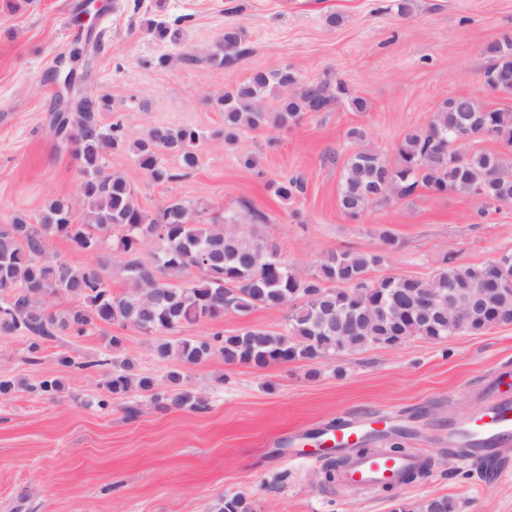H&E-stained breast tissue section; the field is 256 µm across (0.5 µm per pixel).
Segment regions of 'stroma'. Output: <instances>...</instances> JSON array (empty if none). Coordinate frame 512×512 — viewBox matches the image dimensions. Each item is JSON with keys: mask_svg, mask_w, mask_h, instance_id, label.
Instances as JSON below:
<instances>
[{"mask_svg": "<svg viewBox=\"0 0 512 512\" xmlns=\"http://www.w3.org/2000/svg\"><path fill=\"white\" fill-rule=\"evenodd\" d=\"M391 0H101L96 54L76 62L88 71L81 91L107 98L103 125L122 123L127 140L154 126L194 128L204 141L188 176L153 183L130 149L107 156L111 172L135 187L150 212L169 201L197 205L198 223L237 220L245 208L263 214L260 230L281 259L301 272L336 250L382 253L370 279L425 277L437 268L483 263L512 253V205L489 210L473 196H412L370 208L359 219L338 204L346 137L361 126L372 147L394 155L405 133L422 126L446 98L472 95L490 108L512 109V93L482 83L481 50L512 34V0H412L399 15ZM83 0H29L19 11L0 0V224L21 215L37 223L47 203L76 194L81 172L70 148L50 130L60 86L59 57L69 55ZM185 16L183 43L154 39L155 14ZM335 13L341 21L328 26ZM241 25L253 54L228 70L208 55L226 25ZM198 62L178 61L179 52ZM172 61L156 67L158 57ZM288 66L301 80L341 78L367 102L305 114L293 127L242 130L218 137L224 117L213 99L257 70ZM255 156L256 168L241 159ZM302 177L306 191L277 199L270 181ZM390 230L396 248L379 237ZM285 313L258 308L225 312L184 336L243 328L282 331ZM123 337L122 356L142 374L164 381L179 370L183 388L201 394L204 411L158 408L139 390L119 399L103 388L100 359L109 336ZM155 336L101 325L63 336L30 354L28 338L0 332V378L20 381L0 394V512H213L221 497L241 495L254 512H396L400 504L445 496L458 512H512V472L485 478L448 447V429L477 411L503 371L512 372V323L477 335L414 338L397 348L266 368L228 366L220 357L198 365L156 358ZM73 359V366L58 362ZM58 378L45 395L35 386ZM384 417L401 429L403 447L423 448L429 471L390 492L351 493L319 485L323 464L289 457L288 442L336 419Z\"/></svg>", "mask_w": 512, "mask_h": 512, "instance_id": "35a3bbf8", "label": "stroma"}]
</instances>
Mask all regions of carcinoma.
Segmentation results:
<instances>
[{"label":"carcinoma","mask_w":512,"mask_h":512,"mask_svg":"<svg viewBox=\"0 0 512 512\" xmlns=\"http://www.w3.org/2000/svg\"><path fill=\"white\" fill-rule=\"evenodd\" d=\"M147 31L158 41L177 45L181 21L150 20ZM253 52L245 31L224 27L208 59L218 67L234 68ZM484 84L499 91L498 75L512 72V35L487 43ZM279 93L278 108L270 112L262 103ZM346 99L358 112L366 110L363 98L352 95L339 79L303 82L288 67L255 72L245 83L213 100L224 113V140L233 141L243 129H286L303 114L325 112ZM107 99L84 96L75 112H54L50 127L55 137L71 146L82 180L73 197L51 200L40 223L16 216L12 232L0 231V330L22 331L32 340L30 349L61 336H84L99 325L116 322L132 325L158 337L155 354L166 360L198 364L213 354L226 365L245 364L265 368L273 363L319 360L339 353L356 354L386 343L391 336L440 340L453 333L479 334L495 325L512 323V288L501 298L503 312L476 319L468 325L448 327V306L441 321L427 319L414 302L416 288L473 289L489 278L512 275V264L500 268L495 260L480 265L440 268L428 277L385 276L369 282L372 299L381 309L358 318L340 304L341 289L352 287L360 276L383 262L373 251H335L323 257L314 269L300 273L283 263L276 245L255 226L264 216L247 209L251 222L198 224L196 208L171 201L150 213L139 205L135 189L121 176L107 170L106 156L123 148V126L104 127L100 112ZM480 118L488 139L512 146V111L489 109L473 97H450L442 101L426 124L409 130L395 158L368 145V133L353 127L346 137L355 145L343 162L338 202L348 217L356 220L371 206L406 198L420 188L434 193L471 195L486 211L496 204L512 203V159L499 153L453 147L459 135ZM203 134L192 128L156 126L132 143L139 167L156 183L180 177L165 167L163 152L172 153L181 169L190 172L199 160ZM269 188L283 200L306 190L301 177L273 182ZM122 229L115 250L124 255L120 271L131 290L112 292L111 264L103 244L114 228ZM64 237L79 251L99 256L95 263L76 268L50 255L54 237ZM150 244L155 248L144 252ZM68 297L78 305L63 312L53 302ZM257 308L286 311L283 331L271 333L247 328L233 335L221 331L204 337L169 339L188 324L215 321L227 311L247 315ZM109 366L104 388L117 398L136 387L164 408L204 407L201 395L180 388L181 376L173 370L159 384L136 373L135 364L104 360ZM214 512H252L242 496L224 497ZM399 512H458L447 497H430L400 505Z\"/></svg>","instance_id":"carcinoma-1"}]
</instances>
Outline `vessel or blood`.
<instances>
[{"label": "vessel or blood", "instance_id": "obj_1", "mask_svg": "<svg viewBox=\"0 0 512 512\" xmlns=\"http://www.w3.org/2000/svg\"><path fill=\"white\" fill-rule=\"evenodd\" d=\"M384 419L373 420L370 426H362L345 419L337 420L334 425L319 430L312 445V460L324 459V445L330 444L337 449H351L352 455L345 470L341 484L348 489L367 488L387 483L403 486L406 473L418 468L426 454L416 448L403 457L384 455H359L354 446L367 441L371 434L385 429ZM467 439L478 444L493 446L502 460L512 459V396L507 392L486 400L483 406L469 419L453 426L448 432L449 443Z\"/></svg>", "mask_w": 512, "mask_h": 512}]
</instances>
